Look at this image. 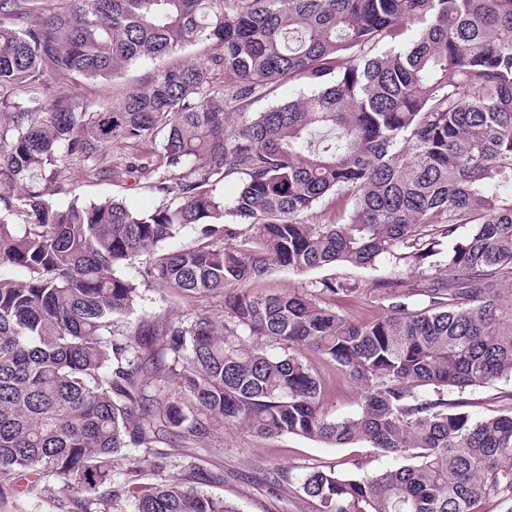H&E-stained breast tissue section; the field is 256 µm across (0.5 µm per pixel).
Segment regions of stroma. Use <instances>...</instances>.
I'll use <instances>...</instances> for the list:
<instances>
[{
	"mask_svg": "<svg viewBox=\"0 0 512 512\" xmlns=\"http://www.w3.org/2000/svg\"><path fill=\"white\" fill-rule=\"evenodd\" d=\"M156 69L154 63L132 66L116 81L66 79L51 87L52 93L69 95L77 107L94 109L111 100L127 88L145 81ZM127 151L112 144L103 152V162L110 170L107 177L90 176L82 166H69L65 189L58 202H101L116 198L131 207L148 210L158 205V198L145 183L134 182L124 174ZM324 279L338 282L339 294L326 297L327 305L360 322L380 317L384 308L373 301L367 288L381 283L388 293L398 294L410 288L424 287L420 271L408 262L380 263L371 267L329 265L317 270L296 273L276 269L251 283L252 291L264 294L301 293L313 289ZM215 299L186 301L172 296L147 294L136 316L120 321L121 331L133 330L139 318L153 320L177 318L186 314L219 312ZM320 398L332 417L341 419L354 414L361 402V393L344 375L325 373ZM463 408L472 417L484 418L512 408V378L498 379L461 395ZM170 459L193 458L198 476L191 479L194 489L224 498L238 512H310V508L295 493L296 480L305 468L326 466L342 473L353 472L354 460L365 463L366 471L397 466V458L381 455L363 443L336 447L318 440L294 435L260 437L243 426L223 427L214 434L212 447L176 441L165 447ZM278 473V483H271V473ZM68 495L54 490L41 494H26L7 489L0 492V512H74Z\"/></svg>",
	"mask_w": 512,
	"mask_h": 512,
	"instance_id": "stroma-1",
	"label": "stroma"
}]
</instances>
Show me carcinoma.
<instances>
[{
  "instance_id": "obj_1",
  "label": "carcinoma",
  "mask_w": 512,
  "mask_h": 512,
  "mask_svg": "<svg viewBox=\"0 0 512 512\" xmlns=\"http://www.w3.org/2000/svg\"><path fill=\"white\" fill-rule=\"evenodd\" d=\"M390 43L380 54L371 52ZM199 46L112 105L78 110L50 81L118 79ZM224 72L228 89H213ZM301 81L308 96L249 107ZM159 139L124 173L159 204H60L72 162ZM240 184L232 202L218 191ZM512 0H0V474L76 494L79 512L127 493L134 512H237L187 486L174 439L212 447L216 426L364 442L404 463L296 491L314 512H476L512 503V410L476 419L448 400L512 378ZM346 191V219L313 206ZM23 213L26 223L9 216ZM465 235L448 242L460 227ZM187 227L197 242L169 250ZM148 259L141 277L130 262ZM404 259L428 286L355 322L302 293L243 288L272 270ZM21 269L18 281L8 274ZM241 289H236V286ZM223 299L220 316L143 319L145 291ZM160 339L159 370L142 337ZM360 410L322 407L321 367ZM140 448L118 480L114 458ZM164 473L136 486L144 466Z\"/></svg>"
}]
</instances>
